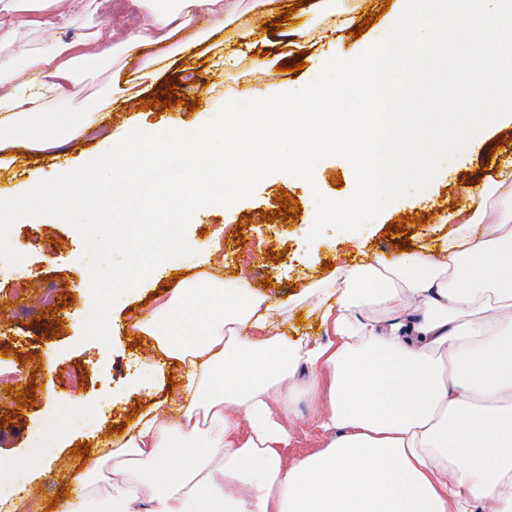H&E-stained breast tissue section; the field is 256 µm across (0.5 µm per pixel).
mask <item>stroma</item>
I'll return each instance as SVG.
<instances>
[{"label": "stroma", "instance_id": "stroma-1", "mask_svg": "<svg viewBox=\"0 0 512 512\" xmlns=\"http://www.w3.org/2000/svg\"><path fill=\"white\" fill-rule=\"evenodd\" d=\"M237 14L256 11L262 27L252 37L254 49L266 65L257 70L246 63L233 70L220 67L224 43L211 39L198 50L176 56L166 74L139 77L130 97L115 96L105 112L99 133L62 145L56 155L19 152L8 169H0V196H10L15 187L42 169L54 158L82 161L97 153L105 137H121L133 130L140 117L172 123H193L214 118L227 99L242 100L245 89L262 84L300 89L311 83L326 58L316 46L333 19L313 13L312 0H230ZM297 7L298 22L308 25L307 48L297 49L298 22H287L283 12ZM304 62L302 70L293 65ZM176 87L180 103L172 108L155 105L156 91ZM199 110H191L192 102ZM147 113H140V103ZM512 140V123L493 128L483 148L454 162L450 173L437 176L429 196L400 199L397 208L382 212L371 224L348 234L327 230L315 242H308L307 217L315 208V194L326 198L352 195L355 177L343 158L329 157L315 168L313 183L276 173L265 178L255 193L238 201L229 210L209 206L196 211L187 230L194 247L182 265L160 264L133 291L120 290L107 297L75 287L76 273L86 270L88 258L79 232L58 218L31 219L13 226L10 243L24 254L16 265V276L25 278L28 288L15 295L12 285L0 283V370L14 372L13 380L0 381V463L15 468L13 485L34 490L41 505L72 492L67 472L92 467L100 475L112 469V452L121 438L117 426L127 424L128 415L141 406L177 395L175 386L183 370L175 363L162 367L151 388L133 381L135 372L156 352L150 338L134 347L129 320L163 302L174 282L198 273L196 259L202 258L213 243H220L224 261L216 272L227 279L246 277L255 288H268L270 295L287 302L288 326L284 333L315 334L319 328L306 304L296 302L298 288L319 276L324 263L352 261L358 249L391 259L404 252L429 247L440 231L438 218L455 209L456 190L473 188L494 179L500 166L512 163V154L499 151L502 141ZM287 192L298 204L297 216L290 220L265 221V213L275 211L280 192ZM55 286L64 315L45 314L39 296L46 286ZM9 355H2V348ZM59 365L55 390H48L46 361ZM80 368L84 380L78 387L67 383V372ZM35 397L34 405L22 406L23 393ZM87 410L92 420L84 427L74 426L75 407ZM88 444L86 455L77 447Z\"/></svg>", "mask_w": 512, "mask_h": 512}]
</instances>
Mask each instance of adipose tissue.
I'll list each match as a JSON object with an SVG mask.
<instances>
[{
	"label": "adipose tissue",
	"instance_id": "obj_1",
	"mask_svg": "<svg viewBox=\"0 0 512 512\" xmlns=\"http://www.w3.org/2000/svg\"><path fill=\"white\" fill-rule=\"evenodd\" d=\"M58 2L31 21L44 41L0 64L1 163L97 130L121 75L86 106L47 101L71 100L79 67L104 51L155 45L145 67L158 71L225 31L240 45L224 57L234 68L253 35L245 21L225 30L228 0H128L143 24L62 39L83 0ZM440 221L435 247L391 260L363 250L308 284L318 338L280 334L284 305L246 279L180 281L135 326L183 367L181 404L154 402L131 424L111 494L87 470L55 512H512V169ZM154 266L138 249L89 285L131 289ZM302 399L321 440L296 458Z\"/></svg>",
	"mask_w": 512,
	"mask_h": 512
}]
</instances>
